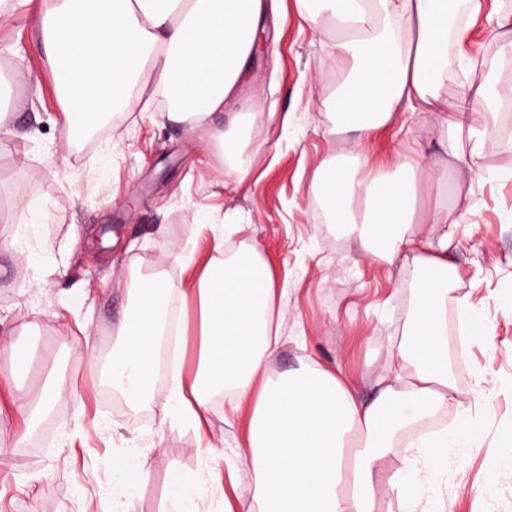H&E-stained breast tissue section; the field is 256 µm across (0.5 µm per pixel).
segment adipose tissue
<instances>
[{"mask_svg": "<svg viewBox=\"0 0 512 512\" xmlns=\"http://www.w3.org/2000/svg\"><path fill=\"white\" fill-rule=\"evenodd\" d=\"M296 2L315 33L343 30L325 61L336 81L318 105L334 133L354 136L349 156L317 168L313 198L354 238L359 258L407 269L413 290L408 323L373 398L357 400L321 364L270 376L281 316L272 269L252 245L210 259L185 285L137 275L107 372L130 404L158 402L198 429L213 394H229L233 408L248 412L242 457L252 483L239 498L241 512H379L383 490L399 512H447L440 467L449 449L472 446L476 423L419 437L396 471L386 461L403 430L457 397L448 364V291L459 278L448 259L456 235L444 229L448 168L420 148L373 162L365 145L400 113L420 112L435 116L444 153H455L464 129L472 157H481L502 145L493 108L512 87L491 80L493 63L470 62L462 92L444 96L448 49L463 46L483 0ZM20 8L40 18L61 119L76 140L103 116L134 111L148 94L166 99L171 121L209 123L238 93L263 15L262 0H0V16ZM249 119L234 113L225 131L211 135L232 183L249 173L240 161ZM174 292L197 306L202 340L193 373L174 365L161 398L153 374Z\"/></svg>", "mask_w": 512, "mask_h": 512, "instance_id": "obj_1", "label": "adipose tissue"}]
</instances>
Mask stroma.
<instances>
[{"label": "stroma", "instance_id": "stroma-1", "mask_svg": "<svg viewBox=\"0 0 512 512\" xmlns=\"http://www.w3.org/2000/svg\"><path fill=\"white\" fill-rule=\"evenodd\" d=\"M269 15L265 51L252 58L234 103L254 113L251 173L224 180L209 127L169 121L151 103L121 121L100 124L97 140L71 142L59 119L55 80L46 66L39 23L17 13L0 23V82L12 131L0 133V512H113L120 461L145 462L149 475L129 499L131 512H168L174 478L196 483L206 465L199 446L216 451L212 480L203 483L199 512H217L227 459L237 460L239 490L251 472L239 462L246 418L212 400L204 429L176 422L156 405L134 410L102 389L97 362L109 353L131 305L133 273L167 270L188 279L215 257L218 241L256 246L272 266L281 299L283 345L272 373L307 363L334 367L359 399L369 400L407 318L411 290L404 269L356 261L355 243L330 224L312 196L317 166L348 152L351 136L330 131L313 103L327 92L325 52L295 0ZM512 0H485L464 52L496 59L500 14ZM417 140L430 160L438 147L432 124L401 115L379 130L371 159L395 156ZM461 141L448 191V219L464 230L450 259L459 280L448 296V352L459 403L439 409L436 426L457 427L461 405L481 426L465 456L449 451L443 491L450 512H512V151L486 153L490 176L469 170ZM189 266L174 264L175 254ZM470 304L488 319L486 339L464 335L458 311ZM92 348H85V340ZM31 358L13 372L11 350ZM63 378L69 395L38 409L24 425L12 396ZM488 393L475 398L477 385ZM500 469L492 495L482 486Z\"/></svg>", "mask_w": 512, "mask_h": 512}]
</instances>
